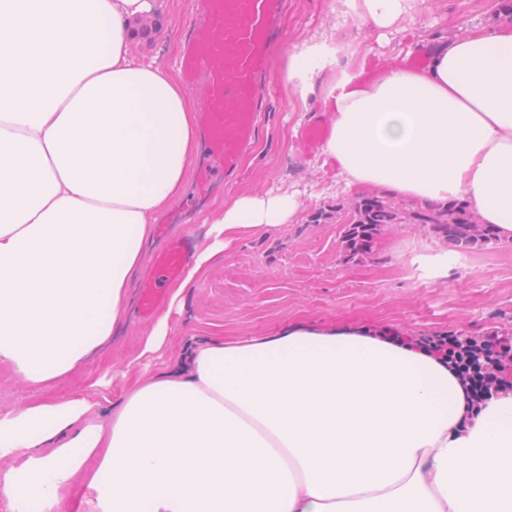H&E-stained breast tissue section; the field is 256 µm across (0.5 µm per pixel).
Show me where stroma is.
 <instances>
[{
  "label": "stroma",
  "instance_id": "stroma-1",
  "mask_svg": "<svg viewBox=\"0 0 512 512\" xmlns=\"http://www.w3.org/2000/svg\"><path fill=\"white\" fill-rule=\"evenodd\" d=\"M192 0H166L151 40L133 41L136 52L174 64ZM287 33L275 51L271 102L252 150L234 182L222 193L294 192L298 215L268 237H246L225 252L210 274L186 291L182 315L170 330L169 355L182 353L195 338L236 341L274 336L293 324L322 329L343 326L394 336H483L512 329V241L461 249L418 224L389 225L371 257L351 260L343 236L351 203L363 195L348 188L320 152L304 153L301 133L289 117L295 94L285 80L288 57L305 39L337 23L336 0H288ZM418 22L429 35L457 37L460 23L471 28L512 26V0H423ZM346 41L370 55L406 51L413 30L377 41L367 28H345ZM138 303L111 343L78 370L46 388L0 378V406L63 399L94 389L109 410L126 387L154 373L163 359L139 360L140 337L149 326Z\"/></svg>",
  "mask_w": 512,
  "mask_h": 512
}]
</instances>
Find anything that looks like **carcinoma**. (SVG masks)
Returning a JSON list of instances; mask_svg holds the SVG:
<instances>
[{
  "label": "carcinoma",
  "instance_id": "cac0c4a2",
  "mask_svg": "<svg viewBox=\"0 0 512 512\" xmlns=\"http://www.w3.org/2000/svg\"><path fill=\"white\" fill-rule=\"evenodd\" d=\"M391 224H421L460 247L498 242L496 229L478 223L466 200H450L441 206L422 204L403 210L388 196L378 193L356 202L354 219L344 234L346 251L353 258L371 253L374 238Z\"/></svg>",
  "mask_w": 512,
  "mask_h": 512
}]
</instances>
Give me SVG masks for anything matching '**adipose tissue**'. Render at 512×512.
Instances as JSON below:
<instances>
[{"label": "adipose tissue", "instance_id": "obj_1", "mask_svg": "<svg viewBox=\"0 0 512 512\" xmlns=\"http://www.w3.org/2000/svg\"><path fill=\"white\" fill-rule=\"evenodd\" d=\"M340 26L400 31L420 0H337ZM164 0H0V374L68 375L127 313L155 224L199 154L189 93L132 49ZM428 64L367 57L329 33L286 81L329 116L324 164L346 186L422 203L464 195L512 240V29L437 41ZM293 195L227 194L171 302L142 337L166 343L186 289L234 243L293 216ZM0 493L58 512H512V395L471 411L445 360L361 328L194 343L96 412L87 394L0 408Z\"/></svg>", "mask_w": 512, "mask_h": 512}]
</instances>
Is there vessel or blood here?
I'll return each mask as SVG.
<instances>
[{"label":"vessel or blood","instance_id":"obj_1","mask_svg":"<svg viewBox=\"0 0 512 512\" xmlns=\"http://www.w3.org/2000/svg\"><path fill=\"white\" fill-rule=\"evenodd\" d=\"M284 0H196L180 68L190 87L202 88L199 107L208 157L197 175L198 193L231 179L256 135L268 103L267 74L284 37ZM190 254L188 236L170 237L146 281L142 312L157 310L163 283L179 277Z\"/></svg>","mask_w":512,"mask_h":512}]
</instances>
